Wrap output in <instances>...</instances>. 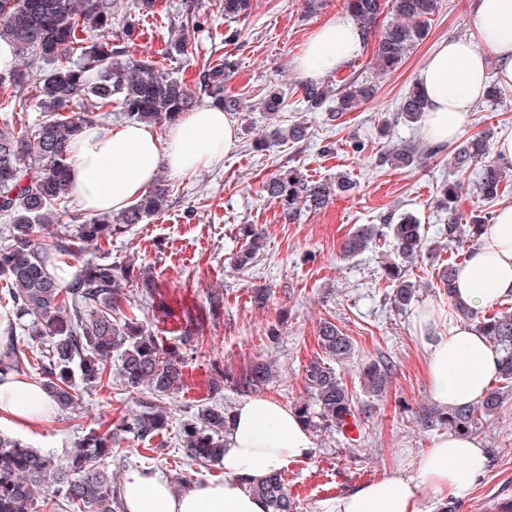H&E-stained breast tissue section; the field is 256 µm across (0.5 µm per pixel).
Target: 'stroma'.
<instances>
[{"label":"stroma","instance_id":"1","mask_svg":"<svg viewBox=\"0 0 512 512\" xmlns=\"http://www.w3.org/2000/svg\"><path fill=\"white\" fill-rule=\"evenodd\" d=\"M222 4L159 0L155 16L141 22L138 36L130 40L132 51L152 56L186 82H196L194 67L163 50L181 36L180 24L190 7H197L203 18L193 35L199 60L224 56L236 62L224 91L238 100L230 117L239 139L220 164L170 177L167 207L113 237L110 244L113 257L143 267L156 280L174 310L188 307L198 312L207 308L212 295L224 297L218 318L189 334L179 321L161 318L158 307L142 303L140 317L149 329L172 342L189 336L195 354L185 368L184 390L164 401L171 421L152 442L155 454L142 457L136 452L137 440L120 434L111 470L120 481L133 468L158 471L174 487L184 480L196 485L223 480L222 466H191L178 452L181 421L211 403L232 409L242 400L232 384L210 389L213 366L236 374L258 360L270 363L274 374L264 395L295 407L308 398L304 368L319 354V328L329 321L353 343L350 358L335 369L356 400L361 436L349 442L333 431L314 432L311 454L285 469L287 490L298 501L299 512H322L329 499L391 471L411 469L439 435L420 426L417 414L434 404L429 347L454 324L448 298L437 286V273L447 264L449 251L404 265L406 278L419 292L401 312L393 307L381 280L384 266L398 259L390 235L354 258H343L341 247L360 225H379L389 214L406 212L418 218L429 240H440L448 213L436 206L435 196L450 182L459 184L461 211L479 209L471 194L479 170L474 167L467 176H457L450 165L453 144H445L442 152L416 167L399 170L379 163L393 145L421 141L420 125L398 118L400 100L440 41L468 34L469 0H443L428 36L391 75L376 77L371 42L349 64L324 75L331 85L350 76L375 84L371 98L334 121L326 113L308 110L303 102L296 59L318 26L345 16L344 0H326L314 14L305 13L304 0H253L248 16L232 23L225 21ZM272 85L287 96L284 111L275 118L261 107ZM295 123L307 126L306 140L255 150V143L266 140L272 129ZM467 132L490 134L496 142L512 138V87L497 99L483 98ZM295 166L314 181L346 176L352 187L333 191L320 212L288 220L260 187ZM245 225L260 233L261 247L254 263L242 269L235 258L245 244L240 232ZM257 291L268 292L265 305L253 303ZM427 309L436 313L435 324L428 328L422 324ZM379 360L389 363L391 373L385 392L373 397L363 388L361 372ZM140 400V394L116 382L84 388L74 409L53 412L47 422L32 428L5 423L0 433L61 458L90 429L132 416ZM477 436L488 452V465L470 495L459 501V512H502L504 504H512V392L505 394L502 408L483 422Z\"/></svg>","mask_w":512,"mask_h":512}]
</instances>
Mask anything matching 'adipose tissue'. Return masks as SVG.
<instances>
[{"mask_svg": "<svg viewBox=\"0 0 512 512\" xmlns=\"http://www.w3.org/2000/svg\"><path fill=\"white\" fill-rule=\"evenodd\" d=\"M470 35L441 41L418 75L426 100L424 139L436 144L465 132L471 111L490 80L512 85V0H472ZM364 48L353 21L337 18L318 27L298 59L302 75L317 79L341 68ZM496 72H489V61ZM238 143L237 127L221 109L186 113L159 134L128 121L86 128L69 160L71 194L88 215L120 211L152 187L160 171L186 176L223 161ZM456 288L472 309L512 294V206L501 207L481 245L459 270ZM499 354L475 328L462 323L430 347L428 374L434 401L465 406L483 397L498 369ZM52 412L42 387L17 377L0 379V422L20 427L46 421ZM308 428L291 409L270 397H252L233 411L224 436V479L173 494L168 479L149 470L128 471L121 486L125 512H266L247 479H260L307 457ZM481 441L452 433L437 437L412 471H396L331 499L324 512H430L432 502L463 498L484 473Z\"/></svg>", "mask_w": 512, "mask_h": 512, "instance_id": "adipose-tissue-1", "label": "adipose tissue"}]
</instances>
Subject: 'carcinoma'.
Segmentation results:
<instances>
[{"instance_id": "obj_1", "label": "carcinoma", "mask_w": 512, "mask_h": 512, "mask_svg": "<svg viewBox=\"0 0 512 512\" xmlns=\"http://www.w3.org/2000/svg\"><path fill=\"white\" fill-rule=\"evenodd\" d=\"M112 0H0V44L7 47L11 61L0 65V111L27 112L36 107L42 113L34 127L0 126V280L8 286L16 313L31 318L28 336L45 345L38 366L39 384L53 407L65 410L78 398L79 388H96L112 383L117 376L121 386L144 395L141 410L118 426L92 429L76 442L66 458L56 459L31 447L21 439L0 434V512H37L39 495L52 493L60 500L62 512H121L117 482L107 469L112 445L118 433L150 441L169 427L170 417L162 406L163 397L184 389L187 356L166 339L155 335L139 318V303L130 299L125 288L134 287L139 296L155 298L164 307L156 281L146 278L135 266L101 254L87 260L81 274L61 284L51 273L54 261L75 256L85 245H100L161 212L168 202L170 184L156 180L147 194L123 210L91 216L68 230L46 236L41 228L59 222V210L68 207L72 197L67 184V159L79 132L100 125L102 113L115 110L130 121L168 126L183 113L193 110L199 97L213 106L233 111L236 101L224 97V76L234 63L228 59L201 65L197 89L186 85L172 72L161 69L151 56L129 50L135 25L127 26L119 38L112 33ZM251 0H224V17L246 14ZM345 7L364 35L375 32L379 17L390 11L393 20L382 25L376 44L379 73L398 70L410 50L429 31L440 0H345ZM200 26L198 16L188 13L182 20L187 34L170 43L166 53L189 63L196 55L188 31ZM34 62L37 67L29 66ZM36 91L31 103L28 88ZM308 108L318 110L331 90L322 83L299 85ZM369 83L349 80L336 92L331 120L354 109L373 95ZM84 97L83 111L69 108ZM286 107V96L270 89L264 96L268 115L276 117ZM425 100L413 86L399 104V115L408 123L423 118ZM307 134L300 123L286 130H274L276 139L297 142ZM441 152L440 146L416 142L385 153L381 160L394 168H407ZM454 168L464 174L473 163L482 164L473 191L487 203L499 199L504 170L492 156L487 136L474 135L456 149ZM262 189L275 199L293 219L301 211H319L328 203L331 186L311 181L296 168L284 170L263 183ZM438 205L448 211L443 229L448 243L479 244L493 216L471 215L462 222L453 184L443 187ZM390 229L393 247L406 262H415L433 247L422 224L412 214H390L383 219ZM248 242L236 256L237 264L247 266L257 254L260 234L244 228ZM373 224L359 226L346 240L344 255L361 254L377 239ZM461 264L450 262L440 271L438 287L448 294L452 313L476 323L478 330L500 353L497 378L512 389V310L500 309L482 316L467 307L455 294V280ZM385 276L394 284V305L406 310L416 298V285L407 280L397 265H389ZM223 305L219 297L209 302L208 312L183 311L188 323L200 324L207 314ZM321 352L304 369L309 400L294 412L311 430L344 431L346 419H358L355 400L330 362L350 357L352 341L330 322L318 336ZM31 366L27 353L12 335L0 341V376L21 374ZM390 369L373 362L363 370L364 389L379 396L385 392ZM272 376L269 364L257 361L231 384L240 394H252ZM501 388H491L475 404L441 411L422 410L420 425L426 429L446 427L448 431L473 435L483 421L503 404ZM230 411L222 405L206 406L180 425V455L199 466L221 464L224 458V432ZM246 485L266 504L267 512H298L299 506L285 487L284 474L246 481Z\"/></svg>"}]
</instances>
